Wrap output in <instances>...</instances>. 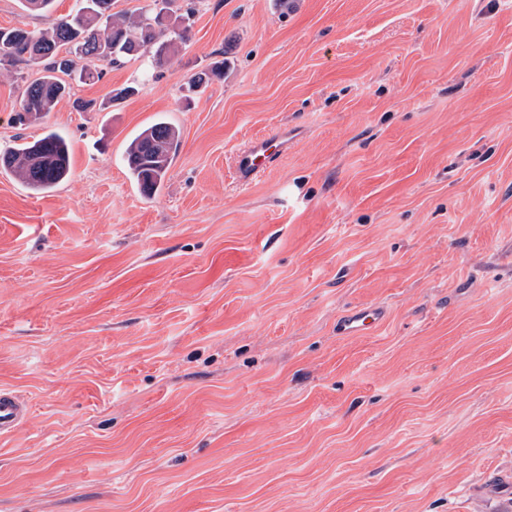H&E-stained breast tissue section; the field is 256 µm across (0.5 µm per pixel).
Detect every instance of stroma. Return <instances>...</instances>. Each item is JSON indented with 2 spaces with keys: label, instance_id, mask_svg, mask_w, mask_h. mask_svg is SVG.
I'll list each match as a JSON object with an SVG mask.
<instances>
[{
  "label": "stroma",
  "instance_id": "35a3bbf8",
  "mask_svg": "<svg viewBox=\"0 0 512 512\" xmlns=\"http://www.w3.org/2000/svg\"><path fill=\"white\" fill-rule=\"evenodd\" d=\"M73 4L0 0V28ZM174 9L149 80L123 59L20 125L41 69L0 74V149L57 131L73 164L39 195L0 169V388L31 407L0 512H512V0ZM160 117L182 147L147 197L124 156ZM287 150V132L279 131L252 140L233 158V169L238 184L242 187L251 185L279 155ZM385 319L381 306L348 309L336 320V333L340 336H361L375 330Z\"/></svg>",
  "mask_w": 512,
  "mask_h": 512
}]
</instances>
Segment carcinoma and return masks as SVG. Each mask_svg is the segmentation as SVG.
Returning a JSON list of instances; mask_svg holds the SVG:
<instances>
[{"mask_svg": "<svg viewBox=\"0 0 512 512\" xmlns=\"http://www.w3.org/2000/svg\"><path fill=\"white\" fill-rule=\"evenodd\" d=\"M21 10L48 13L54 0H19ZM173 0H162L150 16L112 12V0H75L70 12L43 31L22 26L0 29V67L21 61L40 64L43 75L23 91L20 118L51 111L71 94L61 75L88 84L101 76L99 62L149 53L159 68L187 39L186 30L165 24ZM181 143L180 130L163 119L144 127L127 145L128 172L141 192L152 196L164 181ZM0 168L37 193L50 191L72 174L71 148L56 131L0 152Z\"/></svg>", "mask_w": 512, "mask_h": 512, "instance_id": "obj_1", "label": "carcinoma"}]
</instances>
